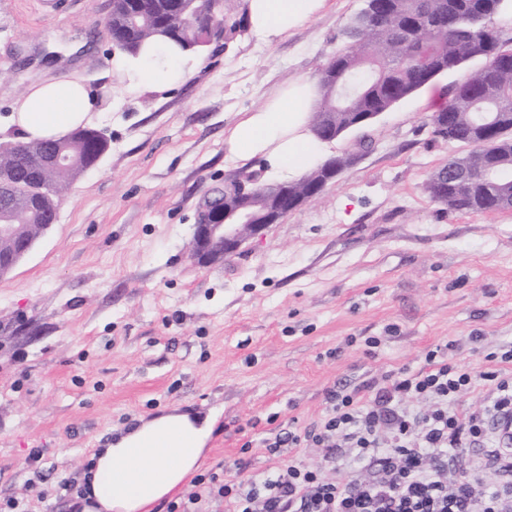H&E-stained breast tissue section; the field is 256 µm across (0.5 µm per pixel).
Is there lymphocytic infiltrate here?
Here are the masks:
<instances>
[{"label": "lymphocytic infiltrate", "mask_w": 512, "mask_h": 512, "mask_svg": "<svg viewBox=\"0 0 512 512\" xmlns=\"http://www.w3.org/2000/svg\"><path fill=\"white\" fill-rule=\"evenodd\" d=\"M487 359L488 370L476 374L438 348L418 370L336 384L326 392L323 420L272 443L313 444L322 450L320 467L291 461L219 485L200 477L167 512H198V503L215 494L230 512H512V454L495 428L512 417V344ZM476 389L483 393L479 406L461 408ZM340 462L353 479L327 478Z\"/></svg>", "instance_id": "lymphocytic-infiltrate-1"}]
</instances>
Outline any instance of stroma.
I'll list each match as a JSON object with an SVG mask.
<instances>
[{"mask_svg": "<svg viewBox=\"0 0 512 512\" xmlns=\"http://www.w3.org/2000/svg\"><path fill=\"white\" fill-rule=\"evenodd\" d=\"M364 0L321 12L265 44L241 18L175 87L144 89L105 33L112 0H0V120L25 90L79 76L100 100L91 128L108 150L58 201L54 226L0 279V502L67 512L94 449L171 407L220 410L203 471L318 466L314 447L266 442L327 415V389L359 385L454 343L473 372L512 342V211L454 212L424 191L465 145L430 116L468 67L436 77L370 127L326 143L353 163L301 209L224 264L191 259L198 205L213 187L262 172L234 160L228 130L278 87L316 79ZM481 342H472V335ZM382 340L375 353L363 341ZM41 451L55 478L38 479Z\"/></svg>", "mask_w": 512, "mask_h": 512, "instance_id": "1", "label": "stroma"}]
</instances>
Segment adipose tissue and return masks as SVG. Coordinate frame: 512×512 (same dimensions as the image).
<instances>
[{
  "mask_svg": "<svg viewBox=\"0 0 512 512\" xmlns=\"http://www.w3.org/2000/svg\"><path fill=\"white\" fill-rule=\"evenodd\" d=\"M324 4L325 0H248L251 29L261 40L272 41ZM197 63L194 54L161 42L125 59L132 78L159 88L180 82ZM318 102L312 81H290L230 130L231 152L243 162L264 158L276 173L288 177L313 168L320 141L308 121ZM94 107L80 80L51 79L27 89L6 126L23 141L57 139L83 126ZM215 421L212 413L203 417L172 408L119 432L106 447L95 449L81 478L91 498L83 512H151L199 470Z\"/></svg>",
  "mask_w": 512,
  "mask_h": 512,
  "instance_id": "adipose-tissue-1",
  "label": "adipose tissue"
}]
</instances>
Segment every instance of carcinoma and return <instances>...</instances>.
<instances>
[{"label": "carcinoma", "mask_w": 512, "mask_h": 512, "mask_svg": "<svg viewBox=\"0 0 512 512\" xmlns=\"http://www.w3.org/2000/svg\"><path fill=\"white\" fill-rule=\"evenodd\" d=\"M512 0H365L364 8L345 26L342 49L330 57L336 83L318 81L321 98L310 127L341 136L370 115L394 105L444 73L477 59L483 66L455 85L448 100L431 115L435 136L447 138L448 128L459 129L469 154L495 168L492 182L465 184L454 194L441 190L438 172L425 183L430 199L451 211L489 212L499 207L501 186L512 184V68L499 62L512 53V38L486 25L491 15ZM114 46L136 54L152 42L171 40L181 49L200 52L210 41L207 25L193 0H147L140 10L134 0H112L108 19ZM64 149L72 165H46L49 151ZM108 142L94 129L79 130L60 139L0 143V219L11 224L54 222L57 199L85 166L95 164ZM318 170L288 184L289 196L309 200ZM32 181L44 183L39 199L26 193Z\"/></svg>", "instance_id": "obj_1"}]
</instances>
